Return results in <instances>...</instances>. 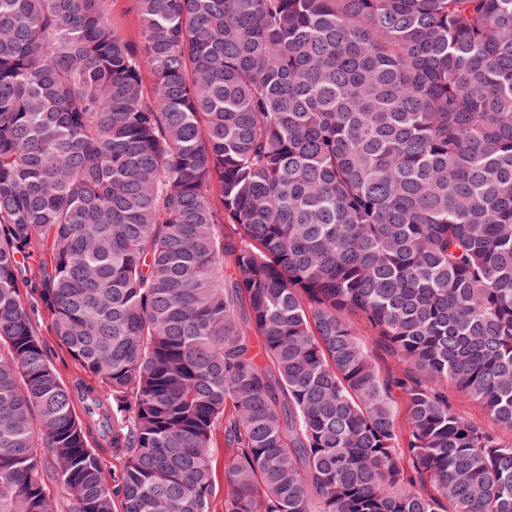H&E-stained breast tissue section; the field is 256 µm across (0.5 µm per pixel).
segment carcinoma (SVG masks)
<instances>
[{
  "label": "carcinoma",
  "mask_w": 512,
  "mask_h": 512,
  "mask_svg": "<svg viewBox=\"0 0 512 512\" xmlns=\"http://www.w3.org/2000/svg\"><path fill=\"white\" fill-rule=\"evenodd\" d=\"M128 2L0 0V512H512V0ZM126 2L118 0L114 2L112 7V18L118 32L128 39H134L138 33V18L133 13L125 11ZM24 300L28 308H32L31 317L37 333L42 341L47 359L56 369L59 376L66 384L72 383L81 374L80 368L70 357L63 346L53 336L49 322L40 311L36 310L38 303V292L36 288L24 289ZM34 306V309H33Z\"/></svg>",
  "instance_id": "cac0c4a2"
}]
</instances>
